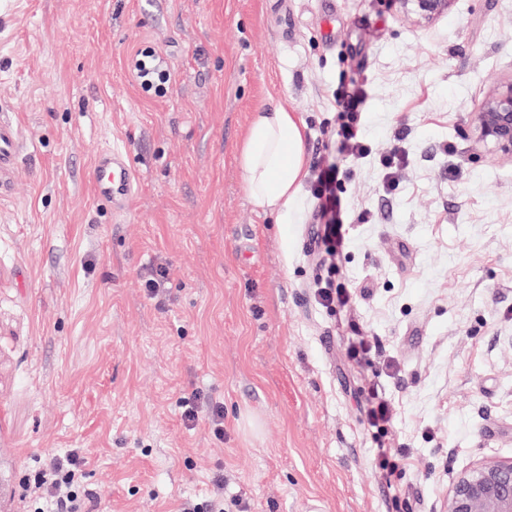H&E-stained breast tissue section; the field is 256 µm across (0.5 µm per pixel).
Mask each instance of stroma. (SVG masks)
Here are the masks:
<instances>
[{"label":"stroma","instance_id":"stroma-1","mask_svg":"<svg viewBox=\"0 0 512 512\" xmlns=\"http://www.w3.org/2000/svg\"><path fill=\"white\" fill-rule=\"evenodd\" d=\"M150 49L171 78L147 92L128 63ZM509 75L512 0L428 26L394 0H0V111L25 143L0 198V501L77 448L94 512H179L218 471L249 512H444L458 473L512 459V164L468 122ZM362 76L373 158L341 163L332 260L310 179L258 215L236 151L281 107L308 171L338 161L336 95ZM112 148L135 174L117 211L90 177ZM395 148L410 165L384 193ZM328 283L354 286L349 309L317 303ZM195 390L223 403V439L185 427ZM398 455L399 452L395 448H378V467L390 485L402 478Z\"/></svg>","mask_w":512,"mask_h":512}]
</instances>
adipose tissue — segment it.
<instances>
[{
  "label": "adipose tissue",
  "mask_w": 512,
  "mask_h": 512,
  "mask_svg": "<svg viewBox=\"0 0 512 512\" xmlns=\"http://www.w3.org/2000/svg\"><path fill=\"white\" fill-rule=\"evenodd\" d=\"M237 164L253 209L284 213L306 175L303 124L283 109L255 110L238 146Z\"/></svg>",
  "instance_id": "1"
}]
</instances>
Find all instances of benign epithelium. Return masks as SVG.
Listing matches in <instances>:
<instances>
[{
    "label": "benign epithelium",
    "mask_w": 512,
    "mask_h": 512,
    "mask_svg": "<svg viewBox=\"0 0 512 512\" xmlns=\"http://www.w3.org/2000/svg\"><path fill=\"white\" fill-rule=\"evenodd\" d=\"M419 25L448 13L454 0H394ZM475 149H486L512 162V76L496 82L470 112ZM444 512H512V459L485 460L457 475Z\"/></svg>",
    "instance_id": "obj_1"
}]
</instances>
